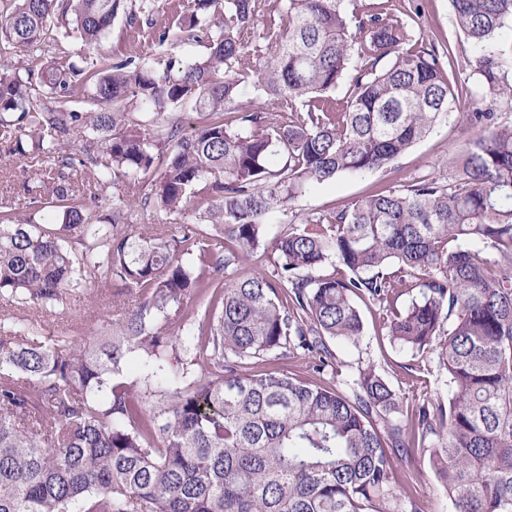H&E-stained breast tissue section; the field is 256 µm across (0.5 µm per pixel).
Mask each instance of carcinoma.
I'll use <instances>...</instances> for the list:
<instances>
[{"label": "carcinoma", "instance_id": "obj_1", "mask_svg": "<svg viewBox=\"0 0 512 512\" xmlns=\"http://www.w3.org/2000/svg\"><path fill=\"white\" fill-rule=\"evenodd\" d=\"M345 2L288 0L270 25L254 88L271 113L239 103L245 56L261 52L246 42L258 0H191L158 40L207 53L159 67L59 64L72 33L97 44L123 0H10L0 144L48 175L24 185L29 213L0 203L13 306L0 316V512H422L399 476L417 452L453 512H512V120L458 114L448 178L312 212L271 239L272 272L237 275L272 212L314 183L392 166L465 90L447 45L386 7L351 18ZM450 6L486 96L512 104V0ZM188 103L202 119L185 132L168 110ZM78 172L93 191L75 189ZM151 174L148 194L102 210L109 182ZM148 205L195 221L129 232ZM112 283L134 307L82 345L25 315ZM358 300L412 352L405 384L370 361L345 378L336 367L330 343L363 336ZM433 366L444 394L423 386Z\"/></svg>", "mask_w": 512, "mask_h": 512}]
</instances>
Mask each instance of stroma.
Masks as SVG:
<instances>
[{"label": "stroma", "instance_id": "35a3bbf8", "mask_svg": "<svg viewBox=\"0 0 512 512\" xmlns=\"http://www.w3.org/2000/svg\"><path fill=\"white\" fill-rule=\"evenodd\" d=\"M390 5L393 14L407 17L414 37L427 43L447 44L458 57L468 54L469 49L453 22L448 0H391ZM185 8L186 0H125L124 10L113 21L98 51L86 52L82 40L76 36L70 40V49L78 54L88 53L93 60L101 54L112 56L116 61L129 57L144 62L170 57L184 63L198 60L206 53L204 46L193 44L174 48L157 40L158 31L177 20ZM462 140L453 121L443 122L391 168L361 175L342 174L312 186L283 210L273 213L268 219L270 227L276 232L299 223L308 213L339 208L360 197L398 189L422 172L447 177L445 161L459 151ZM34 173L28 159L0 156V200L24 208L23 185L33 178ZM117 303L125 308L134 305L132 297L115 295L113 288L108 286L101 297L92 300L81 294L71 297L69 312L43 313L36 309L32 315L39 319L44 332L70 336L75 342L82 343L100 335L111 325L113 306ZM361 314L364 336L356 347L334 344L337 362L350 365L370 360L390 382H397L403 376V365L411 361L410 351L390 343L388 336L379 335L375 308L362 307ZM402 474L416 483L423 512H451L448 494L430 470L426 457L409 460Z\"/></svg>", "mask_w": 512, "mask_h": 512}]
</instances>
